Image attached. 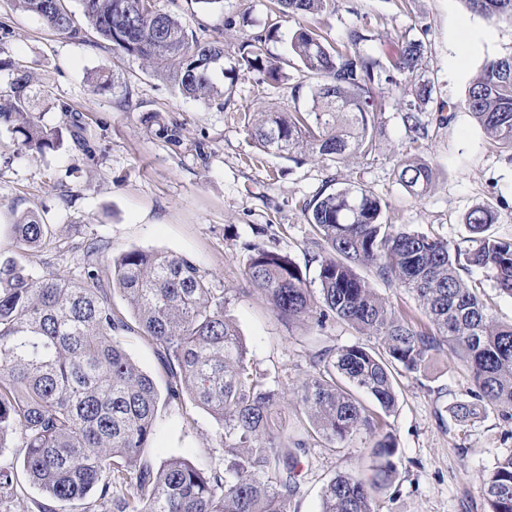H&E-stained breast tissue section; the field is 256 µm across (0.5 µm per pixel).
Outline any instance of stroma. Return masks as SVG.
I'll return each instance as SVG.
<instances>
[{"instance_id":"35a3bbf8","label":"stroma","mask_w":512,"mask_h":512,"mask_svg":"<svg viewBox=\"0 0 512 512\" xmlns=\"http://www.w3.org/2000/svg\"><path fill=\"white\" fill-rule=\"evenodd\" d=\"M268 0H221L207 8L200 0H157L199 37L223 36L233 52L242 33L233 18L249 14L254 30L268 18ZM364 20L375 39L368 50L419 37L425 43L420 72L433 97L456 106L447 125L424 112L429 139L416 155L434 170L424 198L409 195L395 180L392 167L407 142L394 100H387L377 130L376 149L349 165L332 169L312 159L297 164L272 154L246 163L255 148L240 118L242 112H271L295 105L307 108L309 90L292 100L299 75L283 42L268 44L270 55L286 74L278 86L258 83L255 75L238 79L216 73L219 96L208 101L181 97L173 83L155 76L141 60L112 52L99 35L83 26L71 39L52 32L34 16L0 0V22L10 37L0 55L25 65L33 74L41 101L35 117L48 127L65 123L59 103L81 116L98 147L95 162L79 163L70 145L46 153L25 149L0 128V257L14 258L37 272L72 275L84 262V248L98 242L95 271L112 279V259L141 249L190 258L226 297V314L236 325L257 369L269 374L285 398L278 418L298 420L296 391L314 373L317 353L355 343L375 342L340 320L324 326L314 321L287 323L253 292L243 272L246 243L270 245L304 262L312 229L299 201L311 198L329 177L361 181L385 204L383 215L395 224L432 237L462 241L463 220L478 204L494 207L496 236L512 238V164L489 143L464 107L470 82L488 59L512 51V24L472 13L465 0H340L334 15L317 18L329 41L344 39L355 20ZM108 68L115 86L91 94L94 71ZM131 106H123L125 93ZM181 126L182 144L174 148L155 134L158 123ZM204 154H197V143ZM34 211L52 233L41 247H18L12 230L16 215ZM127 353L153 378L162 399L156 433L145 450L152 464L177 456L210 463L222 456L219 424L188 393L168 398V371L159 348L136 332L122 333ZM398 403L386 422L405 465L392 483L376 494L379 512H488L480 489L484 466L493 455L512 449V427L495 413L459 425L448 408L468 399L470 372L446 355L432 360L422 379L397 376ZM369 437L353 435L341 444L316 440L303 466V489L290 512H321V491L335 475L367 473Z\"/></svg>"}]
</instances>
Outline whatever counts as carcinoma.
Returning a JSON list of instances; mask_svg holds the SVG:
<instances>
[{
  "instance_id": "obj_1",
  "label": "carcinoma",
  "mask_w": 512,
  "mask_h": 512,
  "mask_svg": "<svg viewBox=\"0 0 512 512\" xmlns=\"http://www.w3.org/2000/svg\"><path fill=\"white\" fill-rule=\"evenodd\" d=\"M44 26L73 39L81 29L66 0H15ZM272 16L297 24L289 40L295 69L313 81L311 105L301 111L243 113L254 147L294 162L319 159L338 167L376 149V124L383 99L395 98L408 143L429 138L420 117L433 88L417 84L423 41L406 39L368 52L373 41L364 25L348 28L331 43L313 20L336 12L337 0H269ZM489 20L512 24V0H466ZM82 14L112 50L135 56L185 97L208 100L218 94L214 72L224 60V40H201L156 6V0H81ZM278 22L244 33L231 70L258 75L261 84L284 81L268 54ZM32 76L12 69L9 90L0 95V126L40 153L71 140L84 162L96 159V145L77 116L64 129L34 119ZM115 77L102 68L89 81L105 91ZM466 109L486 138L512 161V52L486 62L470 83ZM155 135L182 143L178 123H160ZM396 181L415 198L431 188L434 172L403 156ZM325 183L299 208L312 228L309 262L317 264L318 291L307 287L300 265L274 246L248 244L245 276L253 290L288 322L328 317L345 321L378 341L326 350L318 371L297 392L300 413L312 430L293 440L276 419L283 392L250 362L238 330L226 316L227 299L189 258L133 249L112 259V286L94 270L103 246L85 252L78 278L56 272L34 274L0 259V506L7 512H289L301 493L297 466L317 438L342 442L371 428L373 417L360 395L389 412L397 401L395 374L420 375L436 354L470 371L472 400L450 407L460 424L474 423L489 409L512 422V323L496 320L481 289L462 273L480 270L498 293L512 298V238L488 233L497 214L488 205L464 218V244L429 237L403 224L382 221L383 203L358 182ZM21 247L38 248L49 225L26 212L13 224ZM374 279L408 290L431 324L419 326L396 312L356 268ZM127 301L135 325L112 308L113 290ZM137 328L161 347L175 386L187 391L220 423L221 467L171 457L159 467L142 462L152 441L160 394L153 380L127 354L119 333ZM24 448L28 481L44 500L18 492L16 466L7 457L15 436ZM371 478L356 473L333 477L322 492L321 512H377L375 493L391 485L403 465L389 432L370 448ZM481 490L489 512H512V450L482 470Z\"/></svg>"
}]
</instances>
